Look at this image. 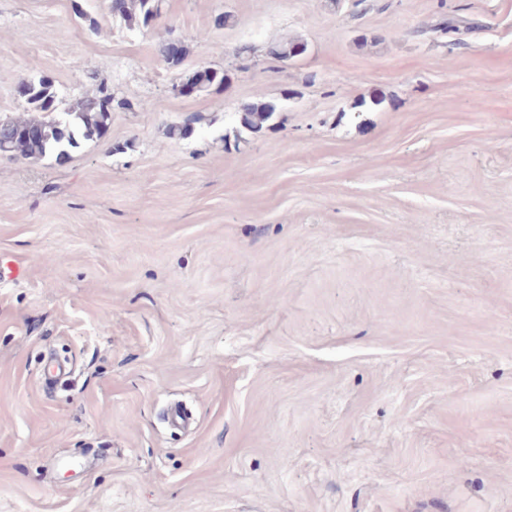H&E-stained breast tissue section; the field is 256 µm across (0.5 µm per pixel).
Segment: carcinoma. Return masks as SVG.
<instances>
[{
    "mask_svg": "<svg viewBox=\"0 0 512 512\" xmlns=\"http://www.w3.org/2000/svg\"><path fill=\"white\" fill-rule=\"evenodd\" d=\"M163 0H121L117 17L130 27H144L148 17L161 15ZM204 92L213 86H222L228 80L224 71L205 68L189 75ZM18 94L41 118L0 117V154L15 158L38 159L53 155L58 160L70 156L81 142L104 133L114 109H124L127 104L114 101L111 91L100 85L96 96L77 108L58 111L59 99L53 81L42 77L27 84L19 83ZM277 106L272 102H248L239 108L240 126L249 132L260 130L269 121Z\"/></svg>",
    "mask_w": 512,
    "mask_h": 512,
    "instance_id": "obj_1",
    "label": "carcinoma"
}]
</instances>
